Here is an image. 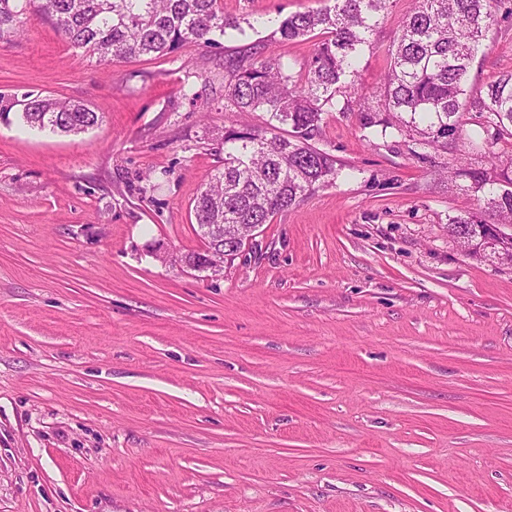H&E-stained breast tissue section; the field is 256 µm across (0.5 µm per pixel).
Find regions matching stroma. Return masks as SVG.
Returning a JSON list of instances; mask_svg holds the SVG:
<instances>
[{
	"label": "stroma",
	"instance_id": "stroma-1",
	"mask_svg": "<svg viewBox=\"0 0 512 512\" xmlns=\"http://www.w3.org/2000/svg\"><path fill=\"white\" fill-rule=\"evenodd\" d=\"M244 33L104 64L33 18L0 35V512H512V264L448 236L473 197L399 137L331 113L341 170L220 274L192 202L224 162V65L313 40L326 0H223ZM416 0H390L357 84L377 91ZM512 72L499 17L468 76ZM87 103L76 136L14 98Z\"/></svg>",
	"mask_w": 512,
	"mask_h": 512
}]
</instances>
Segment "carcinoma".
Masks as SVG:
<instances>
[{
    "instance_id": "carcinoma-1",
    "label": "carcinoma",
    "mask_w": 512,
    "mask_h": 512,
    "mask_svg": "<svg viewBox=\"0 0 512 512\" xmlns=\"http://www.w3.org/2000/svg\"><path fill=\"white\" fill-rule=\"evenodd\" d=\"M390 0H331L317 11L279 21L272 43L317 38L304 70L278 55L227 62L224 99L238 112H264L265 126L224 130V168L194 200L204 243L206 224H268L334 180L336 159L312 145L331 112H353L360 128L400 136L423 148L415 156L473 197L475 212L448 215V236L469 245L481 224L512 223V72L483 92L467 89L473 62L503 0H416L389 50L379 95L358 91L357 59ZM50 21L99 61L159 58L186 45L210 47L213 35L241 30L221 0H0V32L32 17ZM21 119L31 127L77 135L99 116L81 101L30 93ZM291 127L289 136L277 134ZM511 150L497 152V145ZM446 154L452 161L438 164Z\"/></svg>"
}]
</instances>
